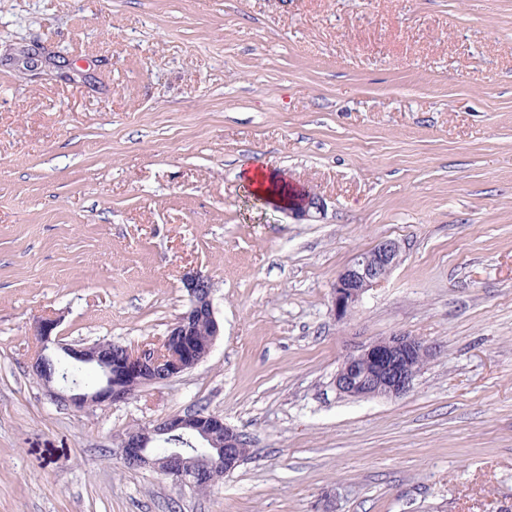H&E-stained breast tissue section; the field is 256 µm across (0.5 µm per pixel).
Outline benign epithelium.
<instances>
[{
    "label": "benign epithelium",
    "mask_w": 512,
    "mask_h": 512,
    "mask_svg": "<svg viewBox=\"0 0 512 512\" xmlns=\"http://www.w3.org/2000/svg\"><path fill=\"white\" fill-rule=\"evenodd\" d=\"M324 209L322 197L309 190L297 207H282L299 218H312ZM400 245L395 240H384L371 250L359 254L336 277L331 291L330 310L339 320L349 317L363 295L380 285L397 265ZM182 288L187 293L186 310L170 326L165 337L156 343L138 349L121 346L117 364L108 365L106 347L67 345L56 333L59 322L46 318L37 322L35 335L38 349L31 361V369L43 370L56 348L63 349L76 363L98 364L106 377L96 391H81L77 387L67 390L45 381L54 400L76 409L90 405L118 404L132 395L130 386L141 387L172 381L201 363L207 354L199 351L196 336L204 327L209 344L221 335L212 299L210 280L197 271L183 274ZM435 347L408 335H394L376 339L353 347L343 358L332 384L337 394L351 399L373 397L397 398L413 388L416 374L412 370L418 359L428 360ZM189 434L201 452L191 459L177 450L160 453L154 446L176 435ZM238 432L214 414L187 411L174 414L152 425L131 430L121 437L120 448L125 461L153 468L177 483L193 487L213 485L224 473L235 466Z\"/></svg>",
    "instance_id": "benign-epithelium-1"
}]
</instances>
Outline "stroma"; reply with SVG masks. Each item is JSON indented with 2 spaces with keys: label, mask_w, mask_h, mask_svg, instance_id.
<instances>
[{
  "label": "stroma",
  "mask_w": 512,
  "mask_h": 512,
  "mask_svg": "<svg viewBox=\"0 0 512 512\" xmlns=\"http://www.w3.org/2000/svg\"><path fill=\"white\" fill-rule=\"evenodd\" d=\"M253 157L322 214L251 197ZM188 270L223 327L201 364L47 396L38 320L137 349ZM396 334L436 348L413 389L338 395L346 350ZM201 408L250 440L222 480L125 466L123 434ZM0 512H512V0H0ZM303 198L297 207L282 206L281 209L299 218H313L314 214H321L324 209L322 197L310 190H303ZM400 245L395 240H384L371 250L359 254L336 277L331 291L330 310L335 319L349 317L363 295L380 285L397 265Z\"/></svg>",
  "instance_id": "1"
}]
</instances>
